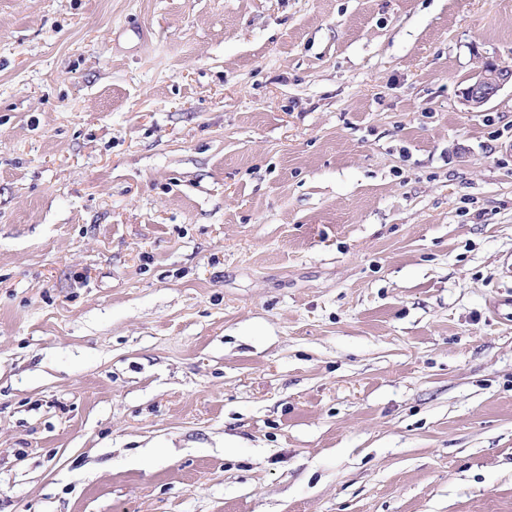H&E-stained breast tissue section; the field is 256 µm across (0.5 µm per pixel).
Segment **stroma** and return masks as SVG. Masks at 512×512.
<instances>
[{
	"mask_svg": "<svg viewBox=\"0 0 512 512\" xmlns=\"http://www.w3.org/2000/svg\"><path fill=\"white\" fill-rule=\"evenodd\" d=\"M512 0H0V512H512ZM507 85L512 87V69L487 61L460 90L461 102L471 111H480Z\"/></svg>",
	"mask_w": 512,
	"mask_h": 512,
	"instance_id": "stroma-1",
	"label": "stroma"
}]
</instances>
